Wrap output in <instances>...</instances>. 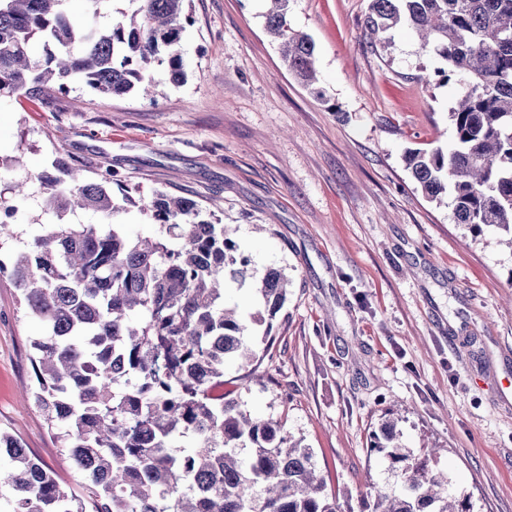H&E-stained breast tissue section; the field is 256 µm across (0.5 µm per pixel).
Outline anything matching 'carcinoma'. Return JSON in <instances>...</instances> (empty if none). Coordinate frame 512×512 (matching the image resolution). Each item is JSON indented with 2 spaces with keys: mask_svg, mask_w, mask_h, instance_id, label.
I'll return each mask as SVG.
<instances>
[{
  "mask_svg": "<svg viewBox=\"0 0 512 512\" xmlns=\"http://www.w3.org/2000/svg\"><path fill=\"white\" fill-rule=\"evenodd\" d=\"M67 0H0V93L51 98L70 82L107 96L149 91L151 65L185 77L179 44L190 17L185 0H137L129 22L70 20ZM266 29L281 58L318 97L315 44L290 22V0H269ZM458 77L449 112L448 152H410L406 166L431 199L450 195L456 223L512 234V0H370L367 27L379 38L399 24ZM42 37L57 49L32 53ZM107 168L80 179L55 161L38 175L45 211L99 214L103 224H51L14 256L24 307L44 332L31 341L32 398L83 474L80 493L0 432V494L10 512H336L311 450L272 418L253 417L217 398L229 361L256 358L250 329L287 299L288 280L268 270L256 285L258 309L226 306L224 285L246 284L249 256L229 227L186 198L155 192L123 201L160 224V237L132 236L109 218L120 210ZM393 428L371 449L400 474L401 490L375 494L370 512H471V495L450 491L437 449L416 456Z\"/></svg>",
  "mask_w": 512,
  "mask_h": 512,
  "instance_id": "carcinoma-1",
  "label": "carcinoma"
}]
</instances>
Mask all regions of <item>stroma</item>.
<instances>
[{
	"label": "stroma",
	"instance_id": "stroma-1",
	"mask_svg": "<svg viewBox=\"0 0 512 512\" xmlns=\"http://www.w3.org/2000/svg\"><path fill=\"white\" fill-rule=\"evenodd\" d=\"M369 0H291L315 43L322 95L285 67L266 30L268 0H187L186 78L154 66L150 95L108 97L69 84L45 105L0 96V187L28 181L11 263L58 220L37 174L55 160L113 190H161L230 225L254 280L285 269L288 298L249 365L228 363L225 399L280 420L311 449L338 512H365L400 478L371 437L396 425L405 447L440 448L438 466L473 512H512V250L500 231L455 223L405 167L409 150L448 149L458 85L400 25L369 37ZM42 331L0 275V431L53 470L82 475L24 392Z\"/></svg>",
	"mask_w": 512,
	"mask_h": 512
}]
</instances>
